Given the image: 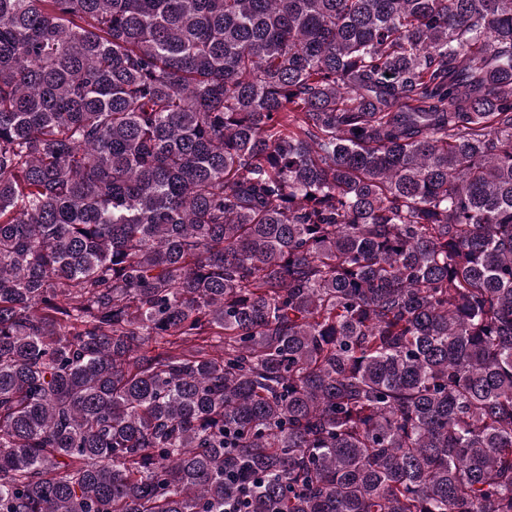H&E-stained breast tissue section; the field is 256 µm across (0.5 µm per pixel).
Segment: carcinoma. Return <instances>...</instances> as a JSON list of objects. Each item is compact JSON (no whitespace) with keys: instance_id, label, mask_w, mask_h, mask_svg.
Instances as JSON below:
<instances>
[{"instance_id":"cac0c4a2","label":"carcinoma","mask_w":512,"mask_h":512,"mask_svg":"<svg viewBox=\"0 0 512 512\" xmlns=\"http://www.w3.org/2000/svg\"><path fill=\"white\" fill-rule=\"evenodd\" d=\"M512 512V0H0V512Z\"/></svg>"}]
</instances>
